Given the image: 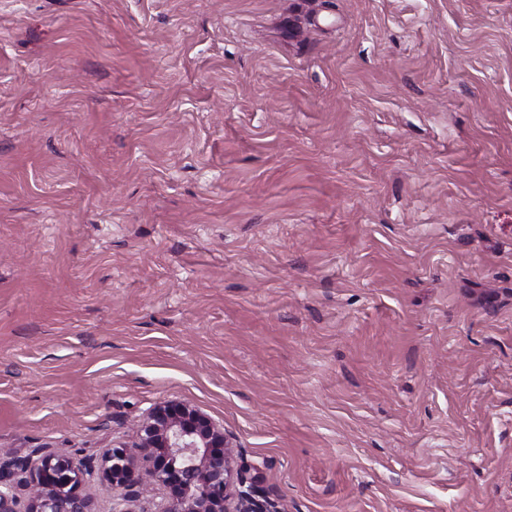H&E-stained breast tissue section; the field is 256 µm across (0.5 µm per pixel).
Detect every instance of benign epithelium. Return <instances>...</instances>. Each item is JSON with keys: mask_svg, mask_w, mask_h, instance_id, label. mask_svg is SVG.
Listing matches in <instances>:
<instances>
[{"mask_svg": "<svg viewBox=\"0 0 512 512\" xmlns=\"http://www.w3.org/2000/svg\"><path fill=\"white\" fill-rule=\"evenodd\" d=\"M240 448L224 425L182 400L151 406L132 439L95 463L53 448L23 461L0 456V512H96L86 485L112 486L111 512H138L154 487L166 490L156 512H283L259 477L238 464Z\"/></svg>", "mask_w": 512, "mask_h": 512, "instance_id": "obj_1", "label": "benign epithelium"}]
</instances>
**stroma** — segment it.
I'll return each mask as SVG.
<instances>
[{
  "instance_id": "35a3bbf8",
  "label": "stroma",
  "mask_w": 512,
  "mask_h": 512,
  "mask_svg": "<svg viewBox=\"0 0 512 512\" xmlns=\"http://www.w3.org/2000/svg\"><path fill=\"white\" fill-rule=\"evenodd\" d=\"M168 399L287 512H512V0H0V448Z\"/></svg>"
}]
</instances>
